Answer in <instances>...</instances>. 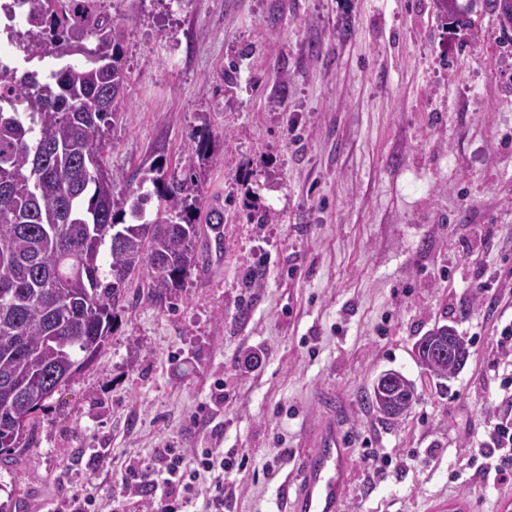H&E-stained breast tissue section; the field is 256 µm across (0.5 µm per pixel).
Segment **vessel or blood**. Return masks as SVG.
Masks as SVG:
<instances>
[{
    "instance_id": "1",
    "label": "vessel or blood",
    "mask_w": 512,
    "mask_h": 512,
    "mask_svg": "<svg viewBox=\"0 0 512 512\" xmlns=\"http://www.w3.org/2000/svg\"><path fill=\"white\" fill-rule=\"evenodd\" d=\"M301 485L290 512H344L351 484L350 448L335 418L317 428L310 451L298 458Z\"/></svg>"
}]
</instances>
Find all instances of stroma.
Wrapping results in <instances>:
<instances>
[{
	"instance_id": "stroma-1",
	"label": "stroma",
	"mask_w": 512,
	"mask_h": 512,
	"mask_svg": "<svg viewBox=\"0 0 512 512\" xmlns=\"http://www.w3.org/2000/svg\"><path fill=\"white\" fill-rule=\"evenodd\" d=\"M105 6L128 30L108 165H175L208 124L224 162L199 175L222 234L201 224L173 304L134 279L96 366L0 466V503L57 512L79 488L104 512H141L125 465L171 445L248 453L224 512H284L306 435L332 409L352 448L346 512H503L512 484L474 480L471 465L512 377L492 351L512 321V46L485 0H456L467 29L433 0ZM444 324L471 356L440 381L415 344ZM391 369L417 393L397 419L365 401ZM373 452L392 458L386 477Z\"/></svg>"
}]
</instances>
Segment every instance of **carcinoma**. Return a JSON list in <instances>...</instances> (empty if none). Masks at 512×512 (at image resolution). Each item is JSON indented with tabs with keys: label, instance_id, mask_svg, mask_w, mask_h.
Wrapping results in <instances>:
<instances>
[{
	"label": "carcinoma",
	"instance_id": "1",
	"mask_svg": "<svg viewBox=\"0 0 512 512\" xmlns=\"http://www.w3.org/2000/svg\"><path fill=\"white\" fill-rule=\"evenodd\" d=\"M102 4L35 0L19 48L55 70L0 77V293L10 297L0 303L1 457L31 447L55 386L94 366L139 270L161 304L197 266L195 161L221 163L204 126L179 167L159 161L137 181L106 165L125 101L127 29ZM418 364L437 380L459 371L446 357ZM9 385L31 391L9 398Z\"/></svg>",
	"mask_w": 512,
	"mask_h": 512
}]
</instances>
